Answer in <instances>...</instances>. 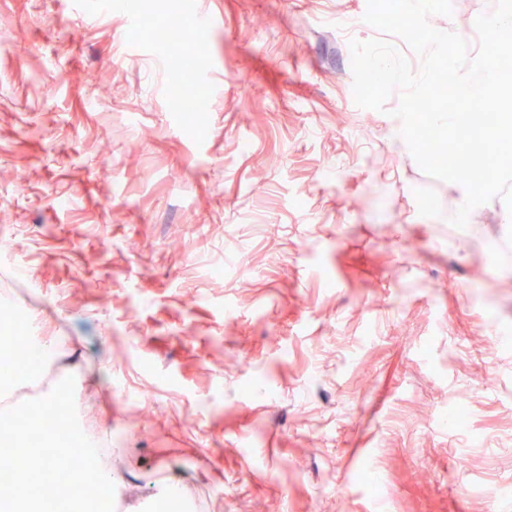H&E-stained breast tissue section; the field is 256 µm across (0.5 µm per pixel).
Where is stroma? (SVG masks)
Returning <instances> with one entry per match:
<instances>
[{"mask_svg": "<svg viewBox=\"0 0 512 512\" xmlns=\"http://www.w3.org/2000/svg\"><path fill=\"white\" fill-rule=\"evenodd\" d=\"M184 2L0 0V307L70 338L119 512H164L171 485L189 512H501L503 199L454 227L465 190L416 163L397 97L356 105L367 0H195L214 24L192 116L170 88L197 94L196 61L130 27Z\"/></svg>", "mask_w": 512, "mask_h": 512, "instance_id": "stroma-1", "label": "stroma"}]
</instances>
